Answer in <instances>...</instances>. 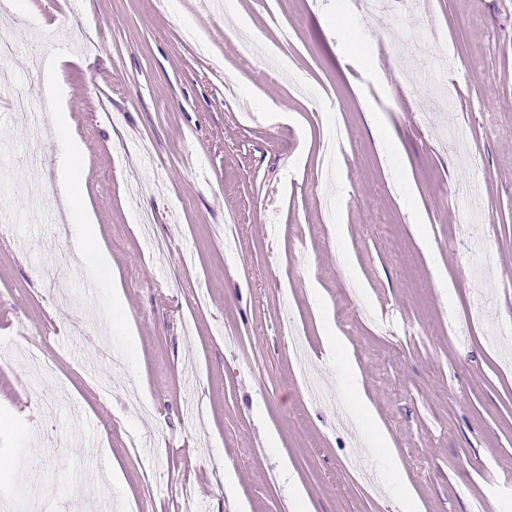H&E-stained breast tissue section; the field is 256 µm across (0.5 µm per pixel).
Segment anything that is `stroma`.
Masks as SVG:
<instances>
[{"label":"stroma","instance_id":"35a3bbf8","mask_svg":"<svg viewBox=\"0 0 512 512\" xmlns=\"http://www.w3.org/2000/svg\"><path fill=\"white\" fill-rule=\"evenodd\" d=\"M5 17L0 129L31 189L0 235V498L39 481L54 512H512V0ZM15 90L72 124L123 300L78 259L48 265L72 221L41 205L60 150L45 128L29 158ZM109 372L126 385L105 399Z\"/></svg>","mask_w":512,"mask_h":512}]
</instances>
